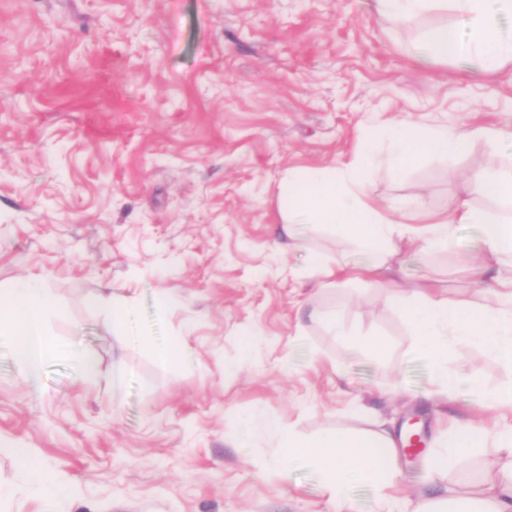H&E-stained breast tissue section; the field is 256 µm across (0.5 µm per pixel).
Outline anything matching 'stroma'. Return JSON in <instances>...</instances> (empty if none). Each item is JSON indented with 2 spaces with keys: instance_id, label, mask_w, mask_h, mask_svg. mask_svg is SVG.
Wrapping results in <instances>:
<instances>
[{
  "instance_id": "35a3bbf8",
  "label": "stroma",
  "mask_w": 512,
  "mask_h": 512,
  "mask_svg": "<svg viewBox=\"0 0 512 512\" xmlns=\"http://www.w3.org/2000/svg\"><path fill=\"white\" fill-rule=\"evenodd\" d=\"M457 21L434 9L396 26L374 0H0V289L38 279L59 347L35 386L0 348V486L15 491L0 512H332L316 467L271 471L270 422L312 440L412 422L423 450L398 445L401 493L480 489L495 448L434 482L424 459L450 419L478 416L469 385L429 400L433 370L402 307L368 284L374 257L310 224L292 233L309 251L291 248L279 202L288 171L344 169L370 127L403 118L473 137L401 172L375 154L380 207L421 202V225L454 212L466 177L503 167L511 155L475 131L512 128V62L417 59ZM479 237L456 225V252L405 248L390 274L478 309L457 254L491 263ZM311 251L365 267L363 280L318 289ZM116 304L132 328L113 325ZM336 312L347 332L383 339V358L347 351L322 321ZM179 337L180 360H161ZM462 354L482 386L512 382L486 351ZM19 448L64 496L30 492Z\"/></svg>"
}]
</instances>
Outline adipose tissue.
<instances>
[{"mask_svg": "<svg viewBox=\"0 0 512 512\" xmlns=\"http://www.w3.org/2000/svg\"><path fill=\"white\" fill-rule=\"evenodd\" d=\"M378 11L391 22L402 24L438 7L451 9L464 18L465 28L442 25L424 43L420 59L429 63L463 56L475 58L487 71L512 60V33L502 21L512 17V0H375ZM470 131L444 124L416 126L401 119L372 128L362 145V163L343 170L306 169L289 172L280 186V202L288 223L321 224L341 230L358 248L376 253L386 265L402 241L427 251L454 245V227H480L482 249L496 262L512 260V166L492 176H473L452 218H433L422 227H412L373 204L366 189L364 160L380 145H387V165L404 171L422 154L452 156L463 153ZM487 196L500 206L492 215L473 205L472 196ZM478 284L489 292L487 302L476 311L420 288L415 300H407L404 289L375 281V288L402 300L419 348L430 359L435 376L433 398H450L463 368L460 346L483 347L499 362L512 366V276L484 264L473 267ZM53 299L32 280L17 281L0 290V344L6 345L30 384H37L42 363L55 351L46 326ZM478 405L492 413V425L465 419L454 422L440 440L444 452L430 456L432 472L447 469L451 459L471 453L487 441L504 453L506 460L490 474L485 486L471 495L460 493L437 500L424 499L414 512H512V383L494 390H477ZM269 429L282 444V458L275 469L287 476L288 464L307 461L323 475L331 503L345 512L347 490L361 480L380 489L379 512H392L395 499L386 490L396 472L389 459L396 451L391 430L378 431L377 440L366 443L339 433L314 443L286 431L281 425Z\"/></svg>", "mask_w": 512, "mask_h": 512, "instance_id": "adipose-tissue-1", "label": "adipose tissue"}]
</instances>
